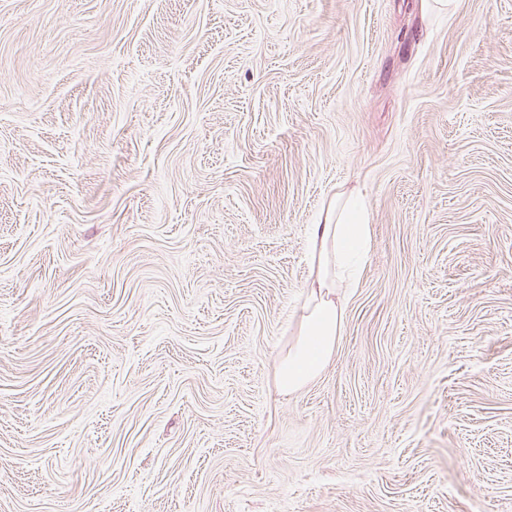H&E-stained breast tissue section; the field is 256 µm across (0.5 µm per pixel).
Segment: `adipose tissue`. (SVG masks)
<instances>
[{"label": "adipose tissue", "instance_id": "ef3b65f1", "mask_svg": "<svg viewBox=\"0 0 512 512\" xmlns=\"http://www.w3.org/2000/svg\"><path fill=\"white\" fill-rule=\"evenodd\" d=\"M369 244V219L358 200L336 199L313 225L312 279L297 338L277 368L280 391L290 394L301 390L331 362L345 322L339 295L342 289L358 286Z\"/></svg>", "mask_w": 512, "mask_h": 512}]
</instances>
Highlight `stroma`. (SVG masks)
<instances>
[{"label":"stroma","mask_w":512,"mask_h":512,"mask_svg":"<svg viewBox=\"0 0 512 512\" xmlns=\"http://www.w3.org/2000/svg\"><path fill=\"white\" fill-rule=\"evenodd\" d=\"M0 512H512V0H0ZM370 224L357 199L343 196L329 204L318 224H312V279L299 319L295 342L280 359L276 383L294 393L317 378L331 362L343 334L342 288L359 284L369 253Z\"/></svg>","instance_id":"1"}]
</instances>
